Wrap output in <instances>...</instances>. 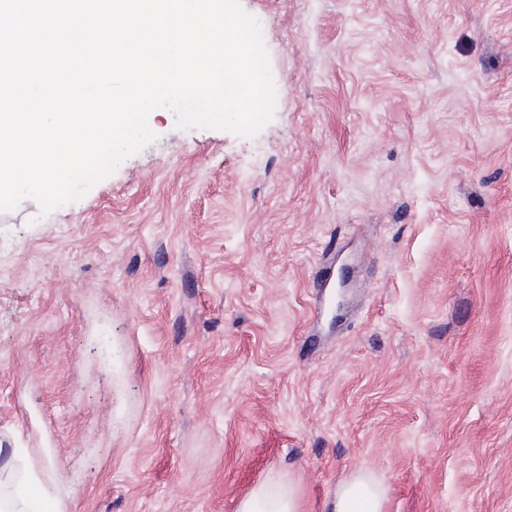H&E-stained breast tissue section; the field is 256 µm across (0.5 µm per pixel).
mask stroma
<instances>
[{
  "label": "stroma",
  "instance_id": "1",
  "mask_svg": "<svg viewBox=\"0 0 512 512\" xmlns=\"http://www.w3.org/2000/svg\"><path fill=\"white\" fill-rule=\"evenodd\" d=\"M276 108L0 212V448L56 512H512V0H240ZM387 490L370 470H363L340 482L332 512H383ZM237 512H300L297 487L282 478H267L244 495Z\"/></svg>",
  "mask_w": 512,
  "mask_h": 512
}]
</instances>
